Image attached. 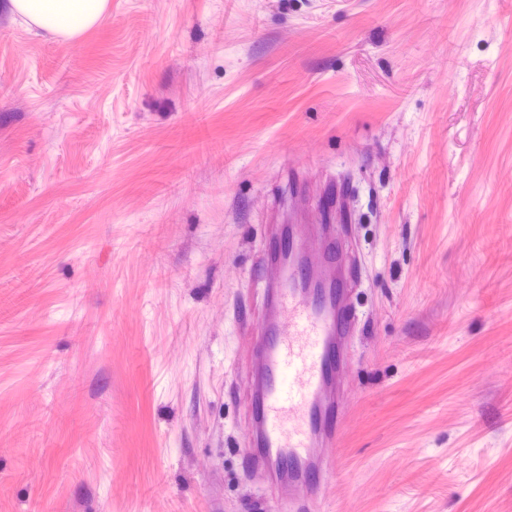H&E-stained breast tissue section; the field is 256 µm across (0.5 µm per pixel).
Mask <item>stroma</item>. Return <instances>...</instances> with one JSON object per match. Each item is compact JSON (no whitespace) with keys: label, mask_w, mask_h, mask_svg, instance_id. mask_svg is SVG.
Masks as SVG:
<instances>
[{"label":"stroma","mask_w":512,"mask_h":512,"mask_svg":"<svg viewBox=\"0 0 512 512\" xmlns=\"http://www.w3.org/2000/svg\"><path fill=\"white\" fill-rule=\"evenodd\" d=\"M354 261L313 512H512V0L0 12V512H271L233 381L270 222ZM2 8L26 19L29 25L71 40L98 23L107 0H2Z\"/></svg>","instance_id":"stroma-1"}]
</instances>
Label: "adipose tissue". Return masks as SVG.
Here are the masks:
<instances>
[{"instance_id":"1","label":"adipose tissue","mask_w":512,"mask_h":512,"mask_svg":"<svg viewBox=\"0 0 512 512\" xmlns=\"http://www.w3.org/2000/svg\"><path fill=\"white\" fill-rule=\"evenodd\" d=\"M106 6L107 0H0L1 9L65 40L98 23Z\"/></svg>"}]
</instances>
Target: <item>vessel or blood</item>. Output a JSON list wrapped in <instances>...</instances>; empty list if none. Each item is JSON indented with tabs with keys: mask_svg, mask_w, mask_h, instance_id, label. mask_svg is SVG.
<instances>
[{
	"mask_svg": "<svg viewBox=\"0 0 512 512\" xmlns=\"http://www.w3.org/2000/svg\"><path fill=\"white\" fill-rule=\"evenodd\" d=\"M259 274L262 316L241 373L248 462L265 474L275 503H322L339 476L336 448L351 392L345 351L357 324L338 226L280 225Z\"/></svg>",
	"mask_w": 512,
	"mask_h": 512,
	"instance_id": "b4317fda",
	"label": "vessel or blood"
}]
</instances>
